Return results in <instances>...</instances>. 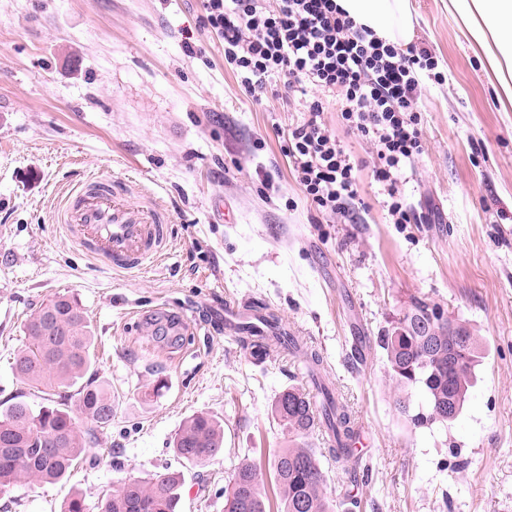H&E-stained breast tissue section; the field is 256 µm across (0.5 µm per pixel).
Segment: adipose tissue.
I'll list each match as a JSON object with an SVG mask.
<instances>
[{
    "mask_svg": "<svg viewBox=\"0 0 512 512\" xmlns=\"http://www.w3.org/2000/svg\"><path fill=\"white\" fill-rule=\"evenodd\" d=\"M356 25L398 47L416 38L411 0H336ZM449 16L483 62L503 110L512 109V0H448Z\"/></svg>",
    "mask_w": 512,
    "mask_h": 512,
    "instance_id": "obj_1",
    "label": "adipose tissue"
}]
</instances>
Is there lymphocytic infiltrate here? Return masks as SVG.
I'll list each match as a JSON object with an SVG mask.
<instances>
[{"instance_id": "1", "label": "lymphocytic infiltrate", "mask_w": 512, "mask_h": 512, "mask_svg": "<svg viewBox=\"0 0 512 512\" xmlns=\"http://www.w3.org/2000/svg\"><path fill=\"white\" fill-rule=\"evenodd\" d=\"M201 24L224 42V67L247 96L281 78L288 91L311 90L302 123L282 147L303 196L323 214L349 217L358 196L355 166L324 114L337 98L341 123L369 143L373 175L388 197L390 223H410L398 175L421 154V75L442 81L424 47L401 49L359 27L336 0H204Z\"/></svg>"}]
</instances>
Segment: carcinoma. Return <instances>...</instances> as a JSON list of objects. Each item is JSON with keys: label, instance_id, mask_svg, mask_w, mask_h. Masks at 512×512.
<instances>
[{"label": "carcinoma", "instance_id": "carcinoma-1", "mask_svg": "<svg viewBox=\"0 0 512 512\" xmlns=\"http://www.w3.org/2000/svg\"><path fill=\"white\" fill-rule=\"evenodd\" d=\"M438 310L442 307L415 298L409 311L377 337L397 385L417 388L425 396L426 405L409 415L416 427L448 424L460 414L481 359V344L465 322L446 316L434 322L426 318ZM25 336V349L14 363L20 380L44 392L76 385L79 403L75 412L56 406L34 408L26 401L0 410V493L22 482L64 478L86 448L76 414L99 425L112 420V395L87 377L95 363L93 336L76 299L59 295L41 305L30 316ZM450 402L456 404L452 414ZM273 412L297 439L269 462L281 512H332L319 458L300 439L320 418L336 441L328 452L338 459L347 456L349 411L328 391L317 404L300 388L290 386L275 400ZM223 444L220 422L199 413L178 428L172 451L180 459L203 463L217 457ZM182 485V475L175 472L128 479L98 504V512H180ZM263 485L260 467L248 459L240 461L224 488V512H267Z\"/></svg>", "mask_w": 512, "mask_h": 512}]
</instances>
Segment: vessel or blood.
<instances>
[{
  "label": "vessel or blood",
  "instance_id": "b4317fda",
  "mask_svg": "<svg viewBox=\"0 0 512 512\" xmlns=\"http://www.w3.org/2000/svg\"><path fill=\"white\" fill-rule=\"evenodd\" d=\"M58 219L86 254L119 273L145 270L171 247L166 213L150 202L127 201L108 178L71 189Z\"/></svg>",
  "mask_w": 512,
  "mask_h": 512
}]
</instances>
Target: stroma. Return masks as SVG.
Here are the masks:
<instances>
[{
	"instance_id": "35a3bbf8",
	"label": "stroma",
	"mask_w": 512,
	"mask_h": 512,
	"mask_svg": "<svg viewBox=\"0 0 512 512\" xmlns=\"http://www.w3.org/2000/svg\"><path fill=\"white\" fill-rule=\"evenodd\" d=\"M416 46L443 83L423 80V152L398 188L416 217L389 223L373 149L330 105L325 122L356 157L357 221L319 213L281 146L304 118L301 94L243 95L224 44L199 18L202 0H0V405H44L19 381L28 316L58 295L86 310L95 375L115 399L112 422L76 423L81 461L56 483L0 495V512H89L123 481L177 471L181 512H224L244 459L267 466L287 447L272 412L288 386L314 387L295 358L254 364L224 332V304L262 301L323 357L326 383L366 445L335 461L325 428L305 443L333 512H512V111H501L480 58L448 17V0H412ZM111 177L130 202L169 213L172 248L157 265L116 273L58 222L76 184ZM465 321L483 358L461 414L416 428L375 338L412 298ZM77 405L74 390L51 398ZM224 426L207 463L178 459L187 418ZM368 469V481L353 480Z\"/></svg>"
}]
</instances>
